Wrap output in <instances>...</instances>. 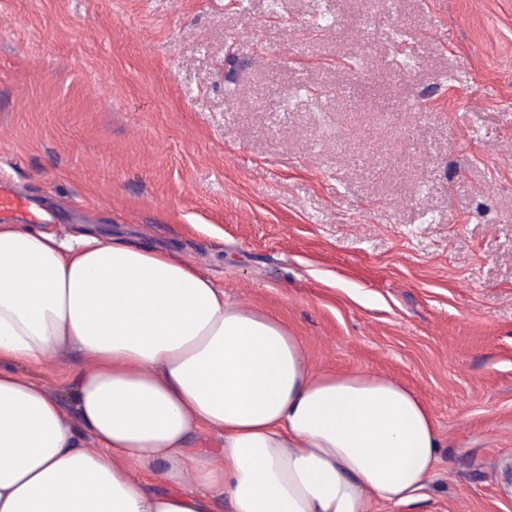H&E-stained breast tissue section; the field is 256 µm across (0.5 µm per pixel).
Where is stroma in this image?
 <instances>
[{"label":"stroma","mask_w":512,"mask_h":512,"mask_svg":"<svg viewBox=\"0 0 512 512\" xmlns=\"http://www.w3.org/2000/svg\"><path fill=\"white\" fill-rule=\"evenodd\" d=\"M1 181L414 391L436 467L374 512H512V0H0ZM82 364L17 371L73 422Z\"/></svg>","instance_id":"stroma-1"}]
</instances>
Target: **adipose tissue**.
Instances as JSON below:
<instances>
[{"label": "adipose tissue", "mask_w": 512, "mask_h": 512, "mask_svg": "<svg viewBox=\"0 0 512 512\" xmlns=\"http://www.w3.org/2000/svg\"><path fill=\"white\" fill-rule=\"evenodd\" d=\"M63 350L91 363L76 425L14 370ZM438 448L408 387L313 372L275 315L186 261L0 224V512H371L417 500Z\"/></svg>", "instance_id": "ef3b65f1"}]
</instances>
